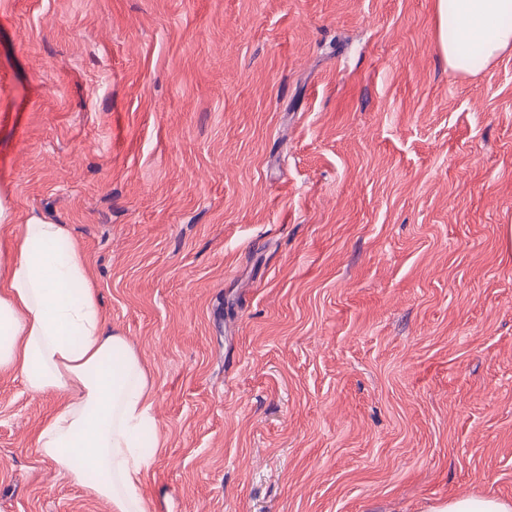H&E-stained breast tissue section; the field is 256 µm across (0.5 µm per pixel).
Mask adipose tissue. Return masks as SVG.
Here are the masks:
<instances>
[{
  "instance_id": "1",
  "label": "adipose tissue",
  "mask_w": 512,
  "mask_h": 512,
  "mask_svg": "<svg viewBox=\"0 0 512 512\" xmlns=\"http://www.w3.org/2000/svg\"><path fill=\"white\" fill-rule=\"evenodd\" d=\"M440 47L468 74L512 50V0H438ZM0 374L59 403L34 439L60 476L111 512H148L144 487L163 445L154 437V380L108 326L82 247L66 225L19 216L0 193Z\"/></svg>"
}]
</instances>
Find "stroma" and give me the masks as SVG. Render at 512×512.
Returning <instances> with one entry per match:
<instances>
[{
  "label": "stroma",
  "instance_id": "35a3bbf8",
  "mask_svg": "<svg viewBox=\"0 0 512 512\" xmlns=\"http://www.w3.org/2000/svg\"><path fill=\"white\" fill-rule=\"evenodd\" d=\"M436 0H0V189L152 371L149 512L512 498V53ZM0 375V512H109ZM437 13L440 47L456 74L471 73L474 51L488 64L512 50V24L504 23L512 0H438Z\"/></svg>",
  "mask_w": 512,
  "mask_h": 512
}]
</instances>
